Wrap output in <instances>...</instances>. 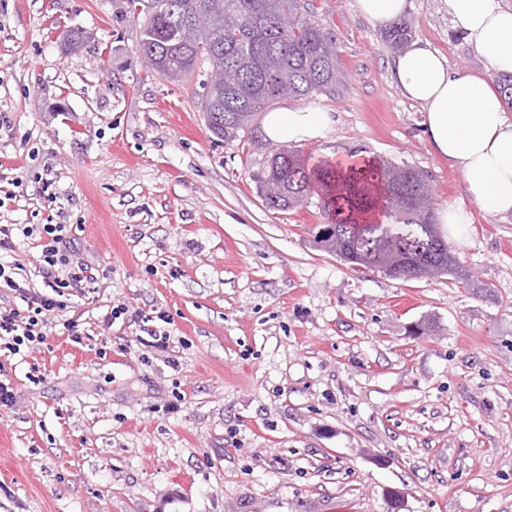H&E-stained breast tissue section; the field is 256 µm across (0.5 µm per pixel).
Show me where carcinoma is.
Listing matches in <instances>:
<instances>
[{
  "label": "carcinoma",
  "instance_id": "obj_1",
  "mask_svg": "<svg viewBox=\"0 0 512 512\" xmlns=\"http://www.w3.org/2000/svg\"><path fill=\"white\" fill-rule=\"evenodd\" d=\"M171 12L145 15L138 49L159 59L157 73L180 81L196 71L220 68L233 72L231 87L205 93L203 111L209 130L232 142L250 121L240 113L257 114L276 100L288 83L296 98L332 92L341 82L335 35L311 20L309 0H170ZM413 33L412 19L403 16L383 32L395 50L405 49ZM259 189L282 186L267 199L275 210H290L299 198H317L341 240L347 258L377 257L393 242L405 263H438L464 288L474 284L460 262L448 266V242L434 237L432 209L422 215L388 213L387 193L398 188L413 201L428 189L423 176L405 162L381 159L374 164L309 165L300 152L280 145L272 150Z\"/></svg>",
  "mask_w": 512,
  "mask_h": 512
}]
</instances>
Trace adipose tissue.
I'll return each mask as SVG.
<instances>
[{"instance_id":"ef3b65f1","label":"adipose tissue","mask_w":512,"mask_h":512,"mask_svg":"<svg viewBox=\"0 0 512 512\" xmlns=\"http://www.w3.org/2000/svg\"><path fill=\"white\" fill-rule=\"evenodd\" d=\"M453 23L483 60L481 75L450 71L447 59L415 42L393 60L402 95L422 104L433 151L462 172L465 190L486 216L512 214V121L495 78L512 72V5L504 0H448ZM332 115L313 106L266 114L268 139L313 141L332 130Z\"/></svg>"}]
</instances>
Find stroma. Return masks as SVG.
<instances>
[{
    "mask_svg": "<svg viewBox=\"0 0 512 512\" xmlns=\"http://www.w3.org/2000/svg\"><path fill=\"white\" fill-rule=\"evenodd\" d=\"M409 2L414 40L483 71L448 0ZM313 3L342 81L310 100L327 138L294 149L405 161L432 209H470L381 28L354 0ZM124 9L0 0V225H72L96 277L44 344L0 358V512H387L398 491L400 512H512V215L445 233L475 289L352 270L315 246L316 201L260 196L262 116L218 141L200 76H152ZM13 245L20 285L45 292L33 238Z\"/></svg>",
    "mask_w": 512,
    "mask_h": 512,
    "instance_id": "obj_1",
    "label": "stroma"
}]
</instances>
